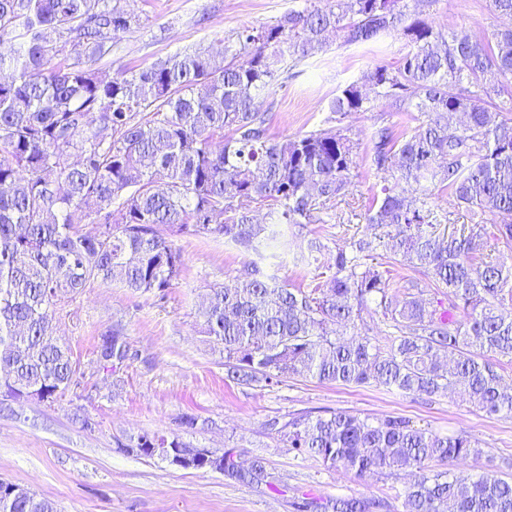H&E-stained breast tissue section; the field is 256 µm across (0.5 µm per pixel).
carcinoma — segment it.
Returning <instances> with one entry per match:
<instances>
[{"instance_id": "carcinoma-1", "label": "carcinoma", "mask_w": 512, "mask_h": 512, "mask_svg": "<svg viewBox=\"0 0 512 512\" xmlns=\"http://www.w3.org/2000/svg\"><path fill=\"white\" fill-rule=\"evenodd\" d=\"M430 0H305L275 24L246 29L224 55L191 50L147 68L102 79L93 63L130 30L133 17L108 0H0V390L28 389L56 401L76 380L77 363L56 336V308L87 283H116L161 298L182 269L171 238L222 237L257 250L265 208L277 224H329L352 194L355 144L340 123L373 112L383 99L417 112L412 127L382 122L373 166L385 185L365 216L372 236L336 248L334 264L310 288H290L250 263L237 287L202 295L205 334L224 350L226 377L278 384L290 375L320 382H376L406 394L460 393L489 415H512V386L496 361L512 360V271L484 253L483 227L449 235L431 189L450 192L474 216L499 220L494 237L512 245V26L479 36L429 20ZM399 36L394 66H376L341 89L337 125L281 141L269 134L267 94L285 73L334 37L344 46ZM67 55L69 62L58 61ZM84 156L82 163L69 158ZM82 211L99 225L85 234ZM384 242L386 255L365 262ZM428 279L448 299L410 290L388 300L390 268ZM370 301L393 334L355 327ZM114 329L97 354L122 347ZM271 430L286 446L358 477L412 480L403 512H512V479L476 478L460 467L481 454L467 435L440 436L399 417L369 420L348 411L300 415ZM177 436L145 433L127 449L163 457L189 448ZM217 469L248 485H272L263 459L239 467L231 449ZM368 497L337 498L332 512H374ZM0 512H56L54 503L15 485Z\"/></svg>"}]
</instances>
